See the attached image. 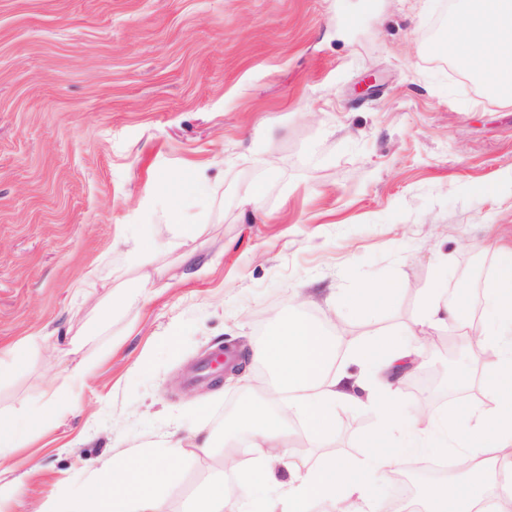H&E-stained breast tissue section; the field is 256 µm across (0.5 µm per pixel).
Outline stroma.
<instances>
[{"label": "stroma", "mask_w": 512, "mask_h": 512, "mask_svg": "<svg viewBox=\"0 0 512 512\" xmlns=\"http://www.w3.org/2000/svg\"><path fill=\"white\" fill-rule=\"evenodd\" d=\"M471 7L0 0V417L46 410L52 382L80 402L0 461V481L24 488L6 512H40L114 454L200 421L223 429L235 396L273 390L250 356L291 302L325 327L339 365L367 337L399 339L428 289L466 292L480 314L489 235L512 238V100L447 47L444 17ZM183 178L199 190L170 199ZM173 203L202 225L196 239L173 238ZM120 235L147 241L137 262ZM90 271L95 286L76 289ZM145 277L150 294L118 304ZM384 283L392 306L341 313V296ZM226 348L240 373L196 375ZM86 358L97 367L64 387ZM476 358L455 327L436 332L399 375L395 409L493 407L448 380ZM378 422L337 410L332 452L362 458ZM222 456L175 461L169 512H188Z\"/></svg>", "instance_id": "35a3bbf8"}]
</instances>
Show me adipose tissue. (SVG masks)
Segmentation results:
<instances>
[{"label":"adipose tissue","mask_w":512,"mask_h":512,"mask_svg":"<svg viewBox=\"0 0 512 512\" xmlns=\"http://www.w3.org/2000/svg\"><path fill=\"white\" fill-rule=\"evenodd\" d=\"M485 7L447 18L453 48L500 94L512 93V0H484ZM494 271L483 287V310L470 320L465 295L430 293L417 328L418 339L399 345L369 338L352 345L350 356L364 368L353 376L334 369V349L325 330L286 312L253 350L254 360L276 379V389L292 395L288 409L243 403L226 434L224 455L233 464L195 495L191 512H382L370 493L375 480L389 479L398 456L382 452L390 434L400 432L409 449L452 447L467 467L433 487L437 512H512V241L491 237ZM478 339L481 357L473 369L479 385L494 394L493 408L471 407L432 415L386 418L369 440L370 455L347 461L329 453L337 409L389 407L398 388L394 372L424 354L425 334L448 322ZM299 418L311 456L290 454V422ZM252 450L237 461L238 439ZM183 439L170 438L162 451H137L104 464L98 480L85 484L73 506L48 503L42 512H168L166 489L179 473L174 459ZM275 484L272 496H251L253 487Z\"/></svg>","instance_id":"obj_1"}]
</instances>
